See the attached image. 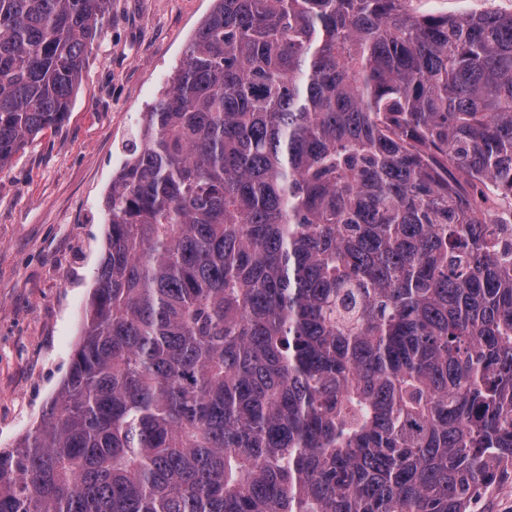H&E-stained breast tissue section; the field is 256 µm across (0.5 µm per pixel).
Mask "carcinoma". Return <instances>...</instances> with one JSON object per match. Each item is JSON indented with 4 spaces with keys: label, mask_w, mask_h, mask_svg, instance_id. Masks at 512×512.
<instances>
[{
    "label": "carcinoma",
    "mask_w": 512,
    "mask_h": 512,
    "mask_svg": "<svg viewBox=\"0 0 512 512\" xmlns=\"http://www.w3.org/2000/svg\"><path fill=\"white\" fill-rule=\"evenodd\" d=\"M214 0L112 177L0 512H470L512 472V13ZM109 0H0V169Z\"/></svg>",
    "instance_id": "obj_1"
}]
</instances>
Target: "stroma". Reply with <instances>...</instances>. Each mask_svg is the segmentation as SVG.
<instances>
[{"label": "stroma", "instance_id": "35a3bbf8", "mask_svg": "<svg viewBox=\"0 0 512 512\" xmlns=\"http://www.w3.org/2000/svg\"><path fill=\"white\" fill-rule=\"evenodd\" d=\"M213 0H110L66 122L0 170V448L35 427L66 378L95 285L123 144ZM459 15L512 0H412Z\"/></svg>", "mask_w": 512, "mask_h": 512}]
</instances>
